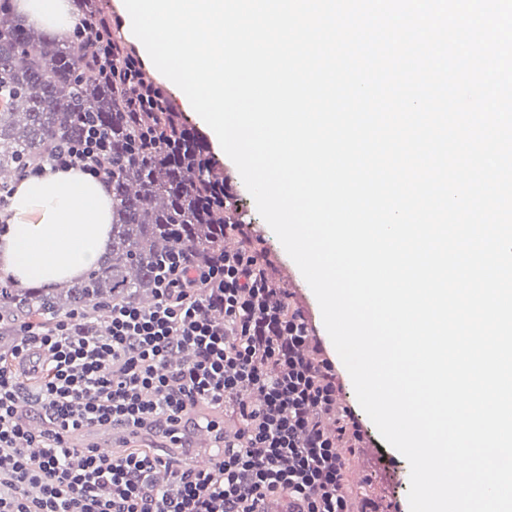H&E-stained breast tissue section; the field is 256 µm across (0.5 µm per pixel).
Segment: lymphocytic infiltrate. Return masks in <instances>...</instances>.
I'll use <instances>...</instances> for the list:
<instances>
[{
    "mask_svg": "<svg viewBox=\"0 0 512 512\" xmlns=\"http://www.w3.org/2000/svg\"><path fill=\"white\" fill-rule=\"evenodd\" d=\"M108 24H75L93 67L125 89L129 111L161 106L139 58L112 68L119 46ZM75 167L112 181V146L96 125L56 144L19 176ZM231 249L194 263L175 247L155 275L154 302L113 303L90 328L81 310L47 330L24 328L0 366V512H259L286 497L299 512H372L351 480L347 452L364 434L340 404L336 365L299 305L282 288L251 227L224 226ZM34 364L36 389L19 369ZM223 410L209 430L231 429L206 466L169 468L137 449L103 455L71 441L88 427L151 429L182 440L190 412Z\"/></svg>",
    "mask_w": 512,
    "mask_h": 512,
    "instance_id": "1",
    "label": "lymphocytic infiltrate"
}]
</instances>
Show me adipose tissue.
I'll return each mask as SVG.
<instances>
[{
	"label": "adipose tissue",
	"mask_w": 512,
	"mask_h": 512,
	"mask_svg": "<svg viewBox=\"0 0 512 512\" xmlns=\"http://www.w3.org/2000/svg\"><path fill=\"white\" fill-rule=\"evenodd\" d=\"M26 23L65 37L74 17L70 0H15ZM112 193L75 168L45 169L17 183L0 234V270L25 286L53 288L78 278L106 252Z\"/></svg>",
	"instance_id": "obj_1"
}]
</instances>
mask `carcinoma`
Segmentation results:
<instances>
[{"mask_svg":"<svg viewBox=\"0 0 512 512\" xmlns=\"http://www.w3.org/2000/svg\"><path fill=\"white\" fill-rule=\"evenodd\" d=\"M79 19L108 15L99 0H74ZM89 53L23 25L0 10V172L20 159H38L61 140L82 135L83 118L94 115L112 141V245L87 276L62 288H15L0 281V336L20 327L112 301L153 295L156 270L174 244L199 263L224 252V222L235 205L211 194L224 174L211 163L205 142L169 113L177 132L160 145L147 140L144 112L127 110L124 92L76 71Z\"/></svg>","mask_w":512,"mask_h":512,"instance_id":"obj_1","label":"carcinoma"}]
</instances>
